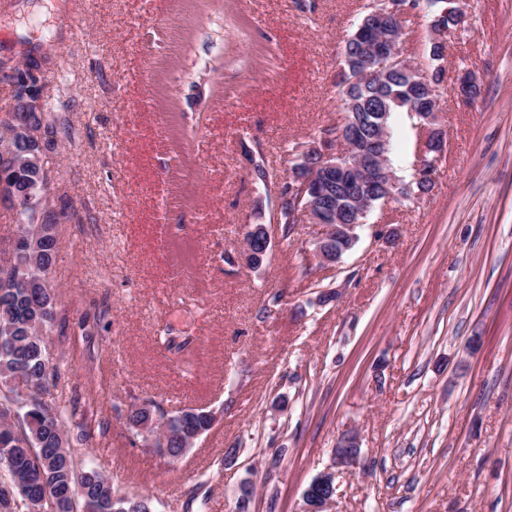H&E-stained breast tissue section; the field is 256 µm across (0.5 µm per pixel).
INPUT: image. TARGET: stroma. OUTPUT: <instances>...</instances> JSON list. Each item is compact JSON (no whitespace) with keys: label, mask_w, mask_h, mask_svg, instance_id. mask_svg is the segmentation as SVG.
<instances>
[{"label":"stroma","mask_w":512,"mask_h":512,"mask_svg":"<svg viewBox=\"0 0 512 512\" xmlns=\"http://www.w3.org/2000/svg\"><path fill=\"white\" fill-rule=\"evenodd\" d=\"M373 0H0V62L42 52L46 100L70 97L72 137L47 153L59 225L52 267L67 373L109 423L85 463L152 512H300L343 433L362 460L336 512H512V0H468L446 33L448 153L429 193L375 205L336 265L323 228L279 224L277 190L340 121L342 51ZM433 17L405 28L433 68ZM479 94L460 105L458 79ZM390 162L411 180L417 129L391 117ZM272 248L237 263L246 225ZM195 338L191 372L157 338ZM218 419L180 459L128 429L132 405Z\"/></svg>","instance_id":"1"}]
</instances>
